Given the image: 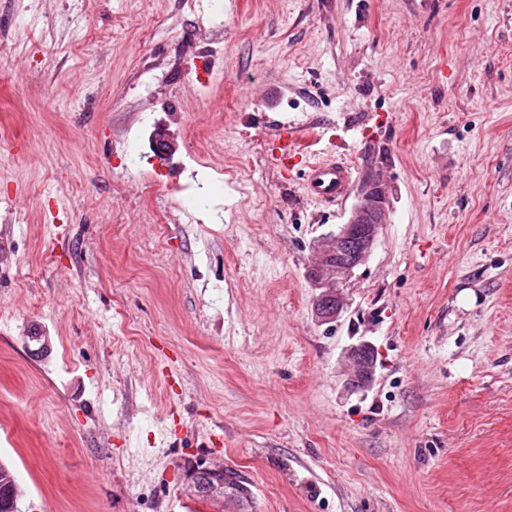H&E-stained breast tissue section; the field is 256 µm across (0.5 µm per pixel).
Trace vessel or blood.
Instances as JSON below:
<instances>
[{"instance_id":"b4317fda","label":"vessel or blood","mask_w":512,"mask_h":512,"mask_svg":"<svg viewBox=\"0 0 512 512\" xmlns=\"http://www.w3.org/2000/svg\"><path fill=\"white\" fill-rule=\"evenodd\" d=\"M316 135L315 129L305 125L282 123L271 156L284 172L301 169L304 192L309 200L329 204L342 202L350 192L354 169L344 160L333 156L322 160H307L306 141Z\"/></svg>"}]
</instances>
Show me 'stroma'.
I'll return each mask as SVG.
<instances>
[{"label":"stroma","mask_w":512,"mask_h":512,"mask_svg":"<svg viewBox=\"0 0 512 512\" xmlns=\"http://www.w3.org/2000/svg\"><path fill=\"white\" fill-rule=\"evenodd\" d=\"M224 2L218 26L210 0H0L21 512H512V0ZM289 120L354 165L342 203L270 162ZM382 172L388 221L319 323L306 271ZM219 465L243 496L198 494ZM373 347V345L368 341H361L358 344L352 345L347 349V358L352 366V371L347 379V385L351 389H364L368 387L373 381L376 369V357L373 362H364V360L359 358V351L363 347ZM363 374L366 378L365 381L357 382V375ZM354 386H352V384ZM360 385L359 387L357 385Z\"/></svg>","instance_id":"obj_1"}]
</instances>
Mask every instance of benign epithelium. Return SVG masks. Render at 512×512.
<instances>
[{
  "instance_id": "7a95c632",
  "label": "benign epithelium",
  "mask_w": 512,
  "mask_h": 512,
  "mask_svg": "<svg viewBox=\"0 0 512 512\" xmlns=\"http://www.w3.org/2000/svg\"><path fill=\"white\" fill-rule=\"evenodd\" d=\"M151 145L160 156H170L175 152L173 140L169 138L167 129L161 125L154 127ZM387 214L385 184L381 179L374 177L367 184L347 222L323 241L322 257L336 265L341 276H349L353 269L364 263L371 254L381 225L386 223ZM319 270L320 264L314 263L308 270V277L320 290L317 302L328 308V311L318 310L316 315L320 321L330 322L344 310L345 298L338 281L317 279ZM366 346H371V343L361 341L347 349V358L352 366L347 383L358 385L362 389L371 384L376 369V362H366L359 358L360 349Z\"/></svg>"
}]
</instances>
